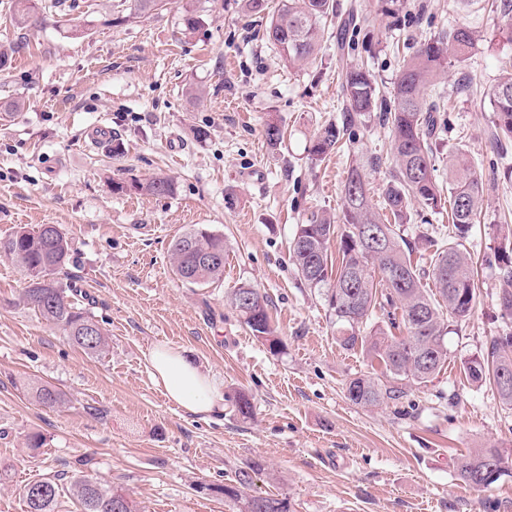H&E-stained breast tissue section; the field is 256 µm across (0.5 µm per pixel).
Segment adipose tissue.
Masks as SVG:
<instances>
[{"mask_svg": "<svg viewBox=\"0 0 512 512\" xmlns=\"http://www.w3.org/2000/svg\"><path fill=\"white\" fill-rule=\"evenodd\" d=\"M144 359L155 386L170 403L195 415H206L224 405L215 378L187 359L180 348L161 343Z\"/></svg>", "mask_w": 512, "mask_h": 512, "instance_id": "obj_1", "label": "adipose tissue"}]
</instances>
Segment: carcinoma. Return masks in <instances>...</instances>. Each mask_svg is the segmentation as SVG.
I'll list each match as a JSON object with an SVG mask.
<instances>
[{"label": "carcinoma", "mask_w": 512, "mask_h": 512, "mask_svg": "<svg viewBox=\"0 0 512 512\" xmlns=\"http://www.w3.org/2000/svg\"><path fill=\"white\" fill-rule=\"evenodd\" d=\"M333 10L330 0H280L265 28L267 39L280 52L288 67H301L314 60L324 38L323 20ZM356 22L370 24L373 17L361 3L351 5L347 22L337 35L344 44L346 27ZM480 38L468 26L452 27L421 42L403 62L390 96L381 94L374 76L363 66L346 69L341 85L342 124L328 123L314 134L308 148L311 159L320 161L341 145L354 146L372 114L390 138L391 169L382 191L385 212L370 199V172L381 166V158L351 159L346 170L339 212L314 210L296 225L290 246V261L306 287L321 295L329 317L337 326L339 345L346 350L360 346L385 368L388 379L363 376L351 379L348 399L362 407L398 400L406 386H421L440 373L448 361L445 335L448 319H463L474 312L476 282L472 259L461 248L483 212L484 182L462 152L448 156V183L433 177L435 145L441 127L439 104L429 99L427 90L448 72V65L466 61ZM494 112L496 140H512V70L485 94ZM175 183L156 176L129 184L112 181L116 192L134 190L166 196ZM437 212L450 205L454 242L436 248L429 271L411 261V251L399 242V226L411 220L410 208ZM381 232L378 241L367 231ZM339 239L338 263L329 253ZM207 252L218 262L201 266L197 253ZM0 258H5L25 274V300L48 323L61 329L72 345L90 356H100L109 346L100 322L87 306L69 299L72 285L59 275L72 259L69 237L56 224L21 227L0 240ZM170 262L175 274L193 285H208L224 277V236L203 228H192L176 237L170 246ZM485 264L498 270L501 289L498 307L501 318L512 321V228L502 235V243L485 257ZM432 280L441 300L428 293L424 280ZM240 321L269 350L278 353L282 342L275 337L266 299L259 289L243 285L229 298ZM382 323L370 325L376 312ZM398 330L402 335L396 336ZM464 371L474 383L490 382L502 404L512 408V384L501 381L504 371L512 375V330L492 337L482 354L465 362ZM32 398L46 406L64 403L62 393L52 386L31 388ZM456 470L466 484L485 489L508 474L505 450L477 448L457 459ZM252 476L243 470L236 485L224 486V495L233 499L238 512H292L285 498L249 495ZM43 487L33 498L22 492L25 512H55L62 490L59 479L47 477L29 482ZM71 486L82 512H136L133 501L120 489L103 485L84 475L73 476Z\"/></svg>", "instance_id": "carcinoma-1"}]
</instances>
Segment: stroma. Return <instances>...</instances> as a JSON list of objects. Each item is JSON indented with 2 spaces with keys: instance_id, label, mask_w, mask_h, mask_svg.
<instances>
[{
  "instance_id": "35a3bbf8",
  "label": "stroma",
  "mask_w": 512,
  "mask_h": 512,
  "mask_svg": "<svg viewBox=\"0 0 512 512\" xmlns=\"http://www.w3.org/2000/svg\"><path fill=\"white\" fill-rule=\"evenodd\" d=\"M394 1L397 17L347 30L340 52L336 28L350 0H333L316 62L297 69L282 64L264 19L241 0H173L149 15L137 14L134 0H36L40 23L27 32L15 0H0V42L19 45L0 71V238L59 225L73 246L64 281L92 299L109 334L97 358L68 344L24 302L23 271L0 259V512H25L23 486L53 476L64 487L56 512H81L68 489L77 469L126 491L138 512H235L220 488L254 465L251 492L289 498L294 512H512V474L477 490L455 466L476 448L512 451V408L463 371L503 328L500 280L483 258L512 216V145L493 144L482 91L512 63V32L500 0H363L374 12ZM189 13L201 26L187 37ZM454 26L482 38L438 86L448 127L434 176L445 181L448 157L461 149L486 186L487 205L463 241L477 265L476 307L449 321L448 362L431 382L362 408L346 384L382 368L362 349L340 347L321 297L289 260L303 213L341 204L347 156L311 160L309 139L342 117L344 63L367 61L390 92L400 58ZM193 87L202 99L190 96ZM271 122L287 131L274 149L265 139ZM95 125L111 129L123 154L88 140ZM196 128L208 137L194 138ZM156 175L173 178L175 193L112 189ZM193 226L224 237L220 282L199 287L172 270L170 244ZM448 227L444 210L402 226L420 266ZM242 285L267 296L281 352L231 307ZM161 342L220 381L222 413L201 417L166 401L144 360ZM39 383L64 392L67 404L37 403L25 387ZM238 392L251 399V418L238 414ZM31 432L46 446L25 447Z\"/></svg>"
}]
</instances>
